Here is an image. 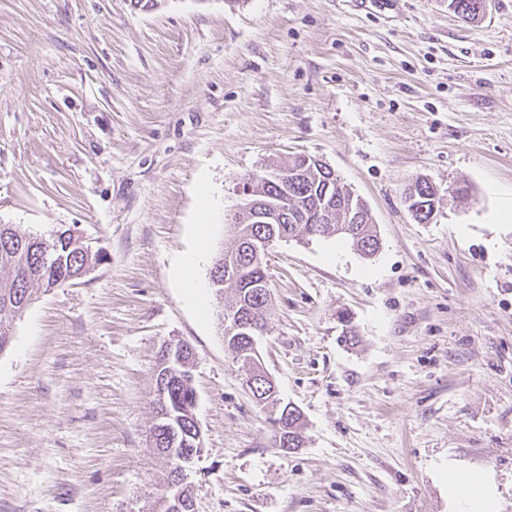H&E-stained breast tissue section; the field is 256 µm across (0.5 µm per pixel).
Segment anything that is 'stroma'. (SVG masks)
<instances>
[{
	"label": "stroma",
	"instance_id": "1",
	"mask_svg": "<svg viewBox=\"0 0 512 512\" xmlns=\"http://www.w3.org/2000/svg\"><path fill=\"white\" fill-rule=\"evenodd\" d=\"M296 154L366 203L380 248L280 242L261 361L301 412L278 448L211 286L248 175ZM439 189L417 222L404 194ZM468 186L464 200L449 197ZM212 220L200 229V207ZM512 0H0V224L102 259L0 352V512H152L162 344L195 353V512H448L449 463L512 512ZM197 254L206 314L177 278Z\"/></svg>",
	"mask_w": 512,
	"mask_h": 512
}]
</instances>
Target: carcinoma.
I'll return each mask as SVG.
<instances>
[{
  "mask_svg": "<svg viewBox=\"0 0 512 512\" xmlns=\"http://www.w3.org/2000/svg\"><path fill=\"white\" fill-rule=\"evenodd\" d=\"M450 9L467 22L476 21L484 12L485 0H450ZM330 173L314 169L307 175L283 182H266L262 186L263 197L272 201H285L283 220L278 224H245L250 234H277L281 239L297 241L310 240V232L319 228L317 236L339 235L358 251L372 254L378 250V238L374 225L370 223L368 210L357 215L342 183H330ZM405 202L411 215L419 223L429 221L435 210L436 191L427 180H416L405 194ZM241 220H236V242L229 251L220 252L211 270L231 266L236 270L233 277L224 280L218 291L229 293L239 309L251 313L259 321L270 319L268 310L270 290L251 288L249 284L258 282L267 275L264 267L251 264L244 248L246 234L239 228ZM72 228H61L49 235L22 231L15 224H0V352L10 343V333L6 322L22 315L29 307L37 291L49 290L58 284L77 280L84 274L85 255L73 245ZM56 255L58 262L44 258L45 253ZM224 343L235 353L238 371L244 380L247 374L248 358L251 356V341L237 333H224ZM256 406L263 412L278 408V414H287L286 435L288 448H297L301 443V415L293 408L278 405L279 398L271 392V386L256 380L248 386ZM192 379L176 378L168 387L165 407L175 423H186L195 415Z\"/></svg>",
  "mask_w": 512,
  "mask_h": 512,
  "instance_id": "cac0c4a2",
  "label": "carcinoma"
}]
</instances>
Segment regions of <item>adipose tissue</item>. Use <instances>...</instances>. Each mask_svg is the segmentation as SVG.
<instances>
[{"instance_id":"obj_1","label":"adipose tissue","mask_w":512,"mask_h":512,"mask_svg":"<svg viewBox=\"0 0 512 512\" xmlns=\"http://www.w3.org/2000/svg\"><path fill=\"white\" fill-rule=\"evenodd\" d=\"M443 478L449 512H499L500 497L492 474L449 465Z\"/></svg>"}]
</instances>
